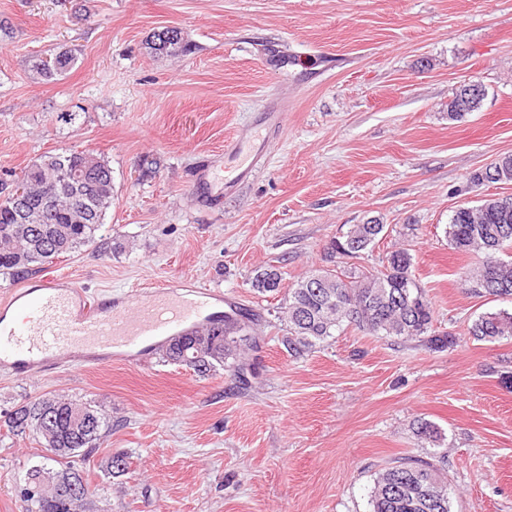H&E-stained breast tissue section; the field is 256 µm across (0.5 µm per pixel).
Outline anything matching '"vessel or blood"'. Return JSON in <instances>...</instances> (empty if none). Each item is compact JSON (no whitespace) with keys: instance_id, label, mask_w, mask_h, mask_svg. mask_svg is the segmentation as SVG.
Returning <instances> with one entry per match:
<instances>
[{"instance_id":"obj_1","label":"vessel or blood","mask_w":512,"mask_h":512,"mask_svg":"<svg viewBox=\"0 0 512 512\" xmlns=\"http://www.w3.org/2000/svg\"><path fill=\"white\" fill-rule=\"evenodd\" d=\"M224 316V293L191 280L148 293L89 294L72 279L47 276L0 301V371L93 369L146 357L168 338Z\"/></svg>"}]
</instances>
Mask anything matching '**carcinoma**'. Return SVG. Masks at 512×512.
Returning <instances> with one entry per match:
<instances>
[{
	"mask_svg": "<svg viewBox=\"0 0 512 512\" xmlns=\"http://www.w3.org/2000/svg\"><path fill=\"white\" fill-rule=\"evenodd\" d=\"M149 48L168 56L186 51L180 30L164 28L153 33ZM50 67L43 60L33 65L36 75L54 81L70 71L75 54L59 50ZM481 101H448V115L458 118L475 112ZM27 199L21 203L0 180V276L21 280L41 271L43 265L67 257L96 239L106 211L112 205V168L84 151L66 150L44 155L21 171ZM385 232V225L355 224L331 250L340 257H355L346 246L351 239L366 249ZM448 241L457 251L481 255L479 265L466 279L468 291L477 297L512 296V262L499 254L512 249V204L489 200L476 207L461 206L450 218ZM412 256L396 249L386 256L382 269L361 274L322 270L298 281L279 307L278 319L286 324L281 344L299 355L335 335L345 324L376 336L417 342L434 350L455 343V336L433 327L434 310L412 270ZM321 276L320 286L312 279ZM282 274L273 266L256 271L251 288L264 294L280 288ZM479 341L512 339V314L485 313L468 328ZM253 317L237 307L224 312V321L203 330L169 338L158 350L162 361L185 365L205 375L230 369L244 375V355L258 348ZM12 433L36 435L43 454L22 479L32 485L42 474L64 475L76 470L74 461L49 454L51 448H75L85 457L100 447L110 426L102 408L68 398L47 396L19 404L5 420ZM444 456L428 459L404 457L394 461L374 482L372 512H450ZM88 495L30 503L29 512H81Z\"/></svg>",
	"mask_w": 512,
	"mask_h": 512,
	"instance_id": "carcinoma-1",
	"label": "carcinoma"
}]
</instances>
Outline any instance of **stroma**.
I'll return each instance as SVG.
<instances>
[{
    "instance_id": "1",
    "label": "stroma",
    "mask_w": 512,
    "mask_h": 512,
    "mask_svg": "<svg viewBox=\"0 0 512 512\" xmlns=\"http://www.w3.org/2000/svg\"><path fill=\"white\" fill-rule=\"evenodd\" d=\"M0 176L64 149L112 168L96 233L50 266L92 292L144 291L188 278L257 314L254 375L200 376L153 354L73 372H0V512H27L19 476L42 447L4 420L44 395L102 403L112 429L78 462L92 512H372L396 458L445 454L451 512H512V339L468 333L512 299L464 287L478 255L446 228L459 207L512 197V182H471L512 154V0H0ZM165 27L189 50L151 52ZM67 47L60 80L35 59ZM479 80L478 111L452 120L456 86ZM286 110V127L248 180L225 188L224 143ZM78 113L75 124L61 122ZM376 219L383 237L331 263L328 246ZM405 248L455 345L438 352L346 328L292 358L276 319L282 292L314 271H366ZM275 266L279 292L255 293ZM435 425L432 446L417 434ZM123 475L108 477L109 457ZM49 57L52 60L50 68H47L45 65L41 67L44 63L43 58L38 59L33 65V70L36 75L44 81L58 80L70 71L76 62L75 54L72 50L68 49L56 51L50 54ZM282 274L273 266L256 271L251 280V287L258 293L276 292L280 288Z\"/></svg>"
}]
</instances>
